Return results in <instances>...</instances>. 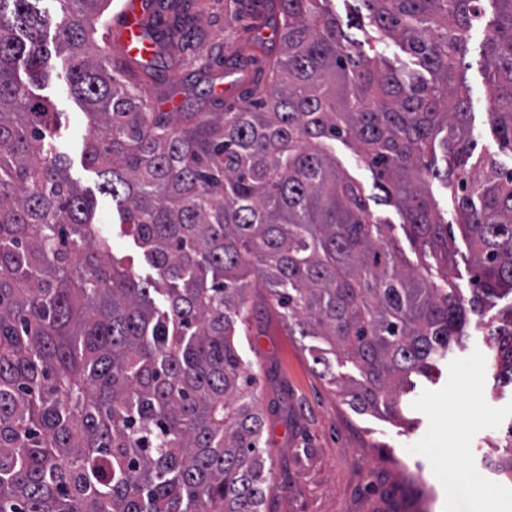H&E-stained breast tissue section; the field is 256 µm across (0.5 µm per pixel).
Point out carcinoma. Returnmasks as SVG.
I'll list each match as a JSON object with an SVG mask.
<instances>
[{
	"label": "carcinoma",
	"mask_w": 512,
	"mask_h": 512,
	"mask_svg": "<svg viewBox=\"0 0 512 512\" xmlns=\"http://www.w3.org/2000/svg\"><path fill=\"white\" fill-rule=\"evenodd\" d=\"M59 2L52 20L0 0V512H263L271 465L238 349L252 277L288 335L327 344L311 350L332 383L337 353L358 371L351 401L390 414L412 375L465 346L468 311L512 296V168L474 158L464 76L483 0H356L422 68L406 74L366 54L329 0H267L273 37L244 42L225 69L254 88L206 128L150 109L154 64L102 54L108 0ZM170 2L157 57L175 64L190 18ZM490 2L489 117L512 152V0ZM50 26L93 129L84 163L159 283L112 253L50 145L53 110L17 75L22 59L33 80L50 76ZM258 52L265 80L249 75ZM338 140L399 210L419 265L337 166ZM433 179L476 267L468 307L448 287L457 247ZM500 315L489 362L512 384V304Z\"/></svg>",
	"instance_id": "cac0c4a2"
}]
</instances>
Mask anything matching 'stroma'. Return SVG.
Masks as SVG:
<instances>
[{
    "label": "stroma",
    "instance_id": "1",
    "mask_svg": "<svg viewBox=\"0 0 512 512\" xmlns=\"http://www.w3.org/2000/svg\"><path fill=\"white\" fill-rule=\"evenodd\" d=\"M194 25L205 40L189 46L182 65L164 81L148 85L151 96L167 94L178 106L175 123L187 127L218 119L239 103L247 82L221 85L222 96L207 94L196 70L199 49L231 56L255 35L265 7L256 4L231 16L230 0H194ZM487 31H471L469 110L482 154H503L489 122L487 79L479 64ZM58 114L53 138L69 162V174L94 202L95 221L140 278H156L131 236L120 224L109 195L99 190L95 170L82 162L90 128L82 106L66 85V66L56 62L49 82L35 87ZM252 288L250 331L242 345L256 374L254 390L264 413L263 446L271 457V490L264 512H512V476L497 465L512 444V387L499 383L486 361L492 313L480 318L482 332L430 377H419L404 396L402 411L361 410L314 365L311 339L292 336L288 323Z\"/></svg>",
    "mask_w": 512,
    "mask_h": 512
}]
</instances>
